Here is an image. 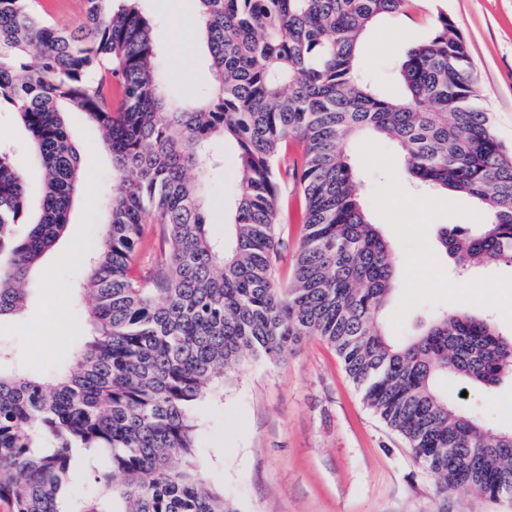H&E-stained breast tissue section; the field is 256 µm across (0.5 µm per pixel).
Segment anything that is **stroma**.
<instances>
[{
  "instance_id": "stroma-1",
  "label": "stroma",
  "mask_w": 512,
  "mask_h": 512,
  "mask_svg": "<svg viewBox=\"0 0 512 512\" xmlns=\"http://www.w3.org/2000/svg\"><path fill=\"white\" fill-rule=\"evenodd\" d=\"M146 15L159 21L161 51L156 61L166 94L197 100L208 91L211 73L194 29L173 28V17L188 18V0H142ZM447 12L467 38L499 138L512 146V0H418L410 15L384 17L363 38L362 70L384 93L397 94V60L426 39L437 12ZM67 131L80 153L90 185L76 194L67 233L35 268L26 283V308L0 320V347L25 365L52 373L70 350L92 334L77 286L84 259L104 222L115 180L112 158L98 128L70 115ZM0 145L13 151L31 202L43 191V169L29 148L15 114L0 110ZM371 223L377 224L395 255L398 288L381 318L389 337L402 342L440 309H464L485 317L505 336L512 334V266L500 264L457 277L438 231L449 224H478L483 209L471 197L431 195L411 224L387 220V187L406 182L399 149L389 140L363 138L349 148ZM239 159L226 143L224 165L208 184L207 216L214 236L226 234ZM305 205L294 177L280 182V211L274 270L290 278L301 246ZM449 403L476 415L487 435L512 429V373L492 388L448 377L438 382ZM201 422L197 462L210 484L237 512H512V501L484 503L470 491L437 495L429 470L406 441L364 402L331 345L317 336L303 339L280 359L249 357L234 367L229 382L196 404Z\"/></svg>"
}]
</instances>
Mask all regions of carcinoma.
Returning <instances> with one entry per match:
<instances>
[{
    "instance_id": "1",
    "label": "carcinoma",
    "mask_w": 512,
    "mask_h": 512,
    "mask_svg": "<svg viewBox=\"0 0 512 512\" xmlns=\"http://www.w3.org/2000/svg\"><path fill=\"white\" fill-rule=\"evenodd\" d=\"M86 0L61 30L38 0H0V108L15 112L45 171L38 214L0 150V319L22 310L32 269L65 233L80 154L67 132L80 114L102 131L117 185L83 299L94 334L71 367L45 377L0 350V502L10 512H85L64 500L76 452L107 454L93 475L120 512H237L195 463L193 408L247 356L280 358L308 336L331 344L366 404L401 434L437 493L465 488L512 499V430L481 424L436 388L453 376L484 388L512 366V337L447 310L403 344L379 319L396 288L395 257L365 212L347 148L393 140L410 184L462 193L483 224L440 242L462 268L512 264V148L481 107L470 46L444 11L399 62L387 97L360 75L365 32L415 0H190L213 84L172 102L155 71L159 33L139 0ZM304 143L298 175L305 234L293 279L273 275L282 143ZM232 141L240 162L224 243L209 231L211 151ZM164 249L149 270L143 226Z\"/></svg>"
}]
</instances>
